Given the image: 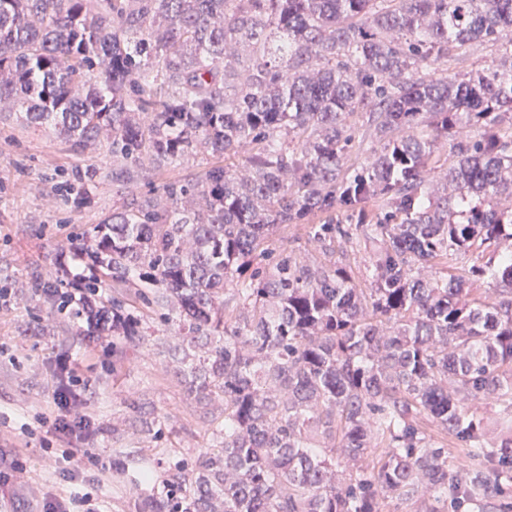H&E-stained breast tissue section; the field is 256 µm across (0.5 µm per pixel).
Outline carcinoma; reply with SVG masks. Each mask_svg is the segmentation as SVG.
Returning a JSON list of instances; mask_svg holds the SVG:
<instances>
[{
  "label": "carcinoma",
  "instance_id": "obj_1",
  "mask_svg": "<svg viewBox=\"0 0 512 512\" xmlns=\"http://www.w3.org/2000/svg\"><path fill=\"white\" fill-rule=\"evenodd\" d=\"M473 42L503 53L445 74ZM18 104L77 149L109 140L128 182L224 158L76 247L86 292L129 283L209 342L190 383L224 397L221 450L141 512H446L512 482V437L489 443L470 410L512 420V0H0V108ZM355 112L378 147L351 171ZM373 201L310 225L325 249L373 248L368 288L272 247L281 224ZM109 311L139 339L137 314ZM426 418L470 461L450 468Z\"/></svg>",
  "mask_w": 512,
  "mask_h": 512
}]
</instances>
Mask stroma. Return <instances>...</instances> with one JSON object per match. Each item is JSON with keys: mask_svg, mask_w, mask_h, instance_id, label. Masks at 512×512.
Instances as JSON below:
<instances>
[{"mask_svg": "<svg viewBox=\"0 0 512 512\" xmlns=\"http://www.w3.org/2000/svg\"><path fill=\"white\" fill-rule=\"evenodd\" d=\"M215 163L188 155L170 166L144 164L133 182L113 180L107 141L84 150L48 127L27 123L18 110L0 113V289L12 291L0 308V438L22 424L35 433L24 458L26 472L10 492L21 512H36L43 495L65 496L58 475L66 439L44 445L39 418L52 401L57 355L84 358L80 375L90 383L95 432L87 440L99 460L112 466L106 495L112 512H139L151 488H162L175 464L195 466L218 448L224 399L199 393L190 383L195 351L156 322L136 289L106 283L102 299L120 294L141 311L143 335L134 343L86 335L68 314L49 309L30 288L33 277L55 280V257L71 250L75 236L100 223L134 196L160 195L173 181L197 182ZM274 246L292 249L308 265L343 260L368 285L373 268L365 249L332 253L314 243L305 224H284Z\"/></svg>", "mask_w": 512, "mask_h": 512, "instance_id": "1", "label": "stroma"}]
</instances>
